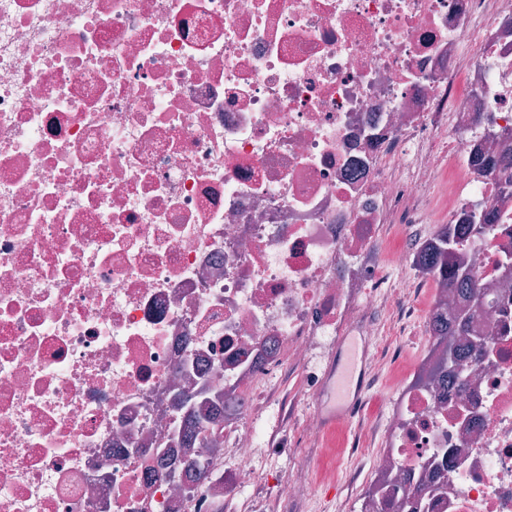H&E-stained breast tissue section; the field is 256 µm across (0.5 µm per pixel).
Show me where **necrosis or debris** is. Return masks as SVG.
<instances>
[{"mask_svg": "<svg viewBox=\"0 0 512 512\" xmlns=\"http://www.w3.org/2000/svg\"><path fill=\"white\" fill-rule=\"evenodd\" d=\"M512 0H0V512H279L256 465L284 371L451 310L375 245L492 209L456 252L481 304L386 387L354 512H512ZM206 416L193 447L186 404ZM207 461L209 481L170 478Z\"/></svg>", "mask_w": 512, "mask_h": 512, "instance_id": "4bbe7bcc", "label": "necrosis or debris"}]
</instances>
